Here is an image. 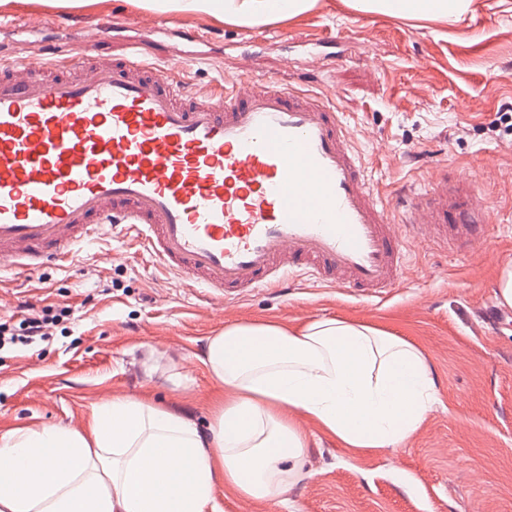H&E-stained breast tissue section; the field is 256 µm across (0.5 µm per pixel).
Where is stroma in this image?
Masks as SVG:
<instances>
[{"instance_id": "35a3bbf8", "label": "stroma", "mask_w": 512, "mask_h": 512, "mask_svg": "<svg viewBox=\"0 0 512 512\" xmlns=\"http://www.w3.org/2000/svg\"><path fill=\"white\" fill-rule=\"evenodd\" d=\"M106 19L116 31L92 36L90 24ZM53 47L74 67L88 47L168 62L189 96L225 77L318 81L334 90L374 180L395 191L427 185L437 166L467 172L491 221L461 253L416 240L402 283L383 298L309 285L207 306L121 230L37 274L0 271V320L70 310L49 341L0 351V427H78L92 404L146 391L204 426L212 382L197 356L208 336L253 320H364L423 349L438 383L424 422L405 444L366 458L313 428L287 502L222 492V512H512V307L495 288L512 265V134L494 124L512 103V0H471L450 22L313 0L299 15L252 25L154 0L0 6V59Z\"/></svg>"}]
</instances>
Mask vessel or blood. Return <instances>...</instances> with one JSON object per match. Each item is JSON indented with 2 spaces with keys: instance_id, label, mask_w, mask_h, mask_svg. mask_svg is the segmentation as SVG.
Returning <instances> with one entry per match:
<instances>
[{
  "instance_id": "vessel-or-blood-1",
  "label": "vessel or blood",
  "mask_w": 512,
  "mask_h": 512,
  "mask_svg": "<svg viewBox=\"0 0 512 512\" xmlns=\"http://www.w3.org/2000/svg\"><path fill=\"white\" fill-rule=\"evenodd\" d=\"M61 51L0 63V262L29 273L122 228L205 303L298 283L383 297L407 247L483 235L471 176L370 182L327 91L228 78L189 97L136 55L66 75Z\"/></svg>"
}]
</instances>
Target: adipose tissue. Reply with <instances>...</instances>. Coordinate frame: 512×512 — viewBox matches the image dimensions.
Listing matches in <instances>:
<instances>
[{
	"label": "adipose tissue",
	"instance_id": "adipose-tissue-1",
	"mask_svg": "<svg viewBox=\"0 0 512 512\" xmlns=\"http://www.w3.org/2000/svg\"><path fill=\"white\" fill-rule=\"evenodd\" d=\"M255 20L310 0H194ZM385 15L459 20L469 0H354ZM209 423L150 396L94 404L84 427L0 430V512H221L217 494L286 500L313 422L359 453L404 444L431 411L436 378L412 341L364 321L321 316L288 327L237 323L207 337Z\"/></svg>",
	"mask_w": 512,
	"mask_h": 512
}]
</instances>
